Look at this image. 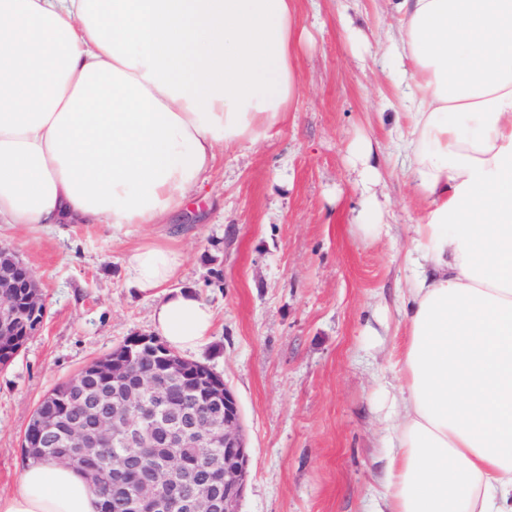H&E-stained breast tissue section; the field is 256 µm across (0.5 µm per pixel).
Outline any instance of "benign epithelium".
<instances>
[{"instance_id":"7a95c632","label":"benign epithelium","mask_w":512,"mask_h":512,"mask_svg":"<svg viewBox=\"0 0 512 512\" xmlns=\"http://www.w3.org/2000/svg\"><path fill=\"white\" fill-rule=\"evenodd\" d=\"M0 255L23 272L14 280L9 273L0 276V342L15 335L14 320L19 295L33 309L46 305V299L32 270L13 251L0 247ZM148 345L161 358L164 371L183 381L204 380L208 386L191 399L184 414L169 409V390L157 385L153 373L137 368L132 348ZM87 374L112 381L120 391L114 400L101 391L89 401L70 385V397L76 412L63 419L41 415L45 431L60 433L70 444L51 454L63 463L74 456L89 462L96 459L107 443L131 448L135 458L123 459L112 466L109 483L116 488L131 486L135 512H237L236 505L246 488L249 448L243 435L238 402L224 379L211 367L182 357L150 334L132 336L124 341L112 359L87 365ZM159 448H198L206 458L205 479L195 470L181 468L176 460L158 457Z\"/></svg>"}]
</instances>
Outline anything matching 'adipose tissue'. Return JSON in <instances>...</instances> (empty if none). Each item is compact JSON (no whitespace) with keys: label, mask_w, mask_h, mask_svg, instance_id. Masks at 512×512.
Returning <instances> with one entry per match:
<instances>
[{"label":"adipose tissue","mask_w":512,"mask_h":512,"mask_svg":"<svg viewBox=\"0 0 512 512\" xmlns=\"http://www.w3.org/2000/svg\"><path fill=\"white\" fill-rule=\"evenodd\" d=\"M403 169L424 204L406 227L401 384L376 512H512V0H395ZM297 0H0V224H161L255 145L301 91ZM359 219L391 236L374 149L353 145ZM181 251L123 257L173 350L213 308L176 287ZM75 469L30 465L0 512H99Z\"/></svg>","instance_id":"1"}]
</instances>
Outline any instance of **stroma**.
Here are the masks:
<instances>
[{"mask_svg":"<svg viewBox=\"0 0 512 512\" xmlns=\"http://www.w3.org/2000/svg\"><path fill=\"white\" fill-rule=\"evenodd\" d=\"M303 91L261 143L219 150L203 189L168 223L113 234L106 224L45 230L0 224L47 300L43 325L0 369V492L27 464L22 440L53 386L124 340L152 333L153 302L126 284L125 249L163 239L184 257L178 285L216 312L185 358L235 395L250 451L239 512H375L389 452L381 420L403 339V224L421 203L402 170L388 101L410 75L386 54L389 0H300ZM369 140L394 239L355 216L350 147Z\"/></svg>","mask_w":512,"mask_h":512,"instance_id":"obj_1","label":"stroma"}]
</instances>
